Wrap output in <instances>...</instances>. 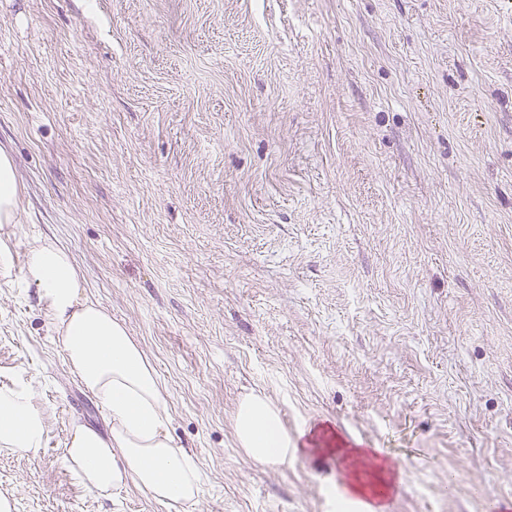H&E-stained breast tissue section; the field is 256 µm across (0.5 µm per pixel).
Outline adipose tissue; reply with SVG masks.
Returning <instances> with one entry per match:
<instances>
[{
  "mask_svg": "<svg viewBox=\"0 0 512 512\" xmlns=\"http://www.w3.org/2000/svg\"><path fill=\"white\" fill-rule=\"evenodd\" d=\"M22 210V185L9 152L0 149V225L15 224ZM25 279L36 288L48 325L72 372L102 407L107 433L73 423L65 466L102 497L135 484L157 503H186L197 493L199 462L176 447L161 381L140 345L97 301L84 296L72 255L55 242L31 248ZM235 437L259 465H282L298 451L279 409L264 394L244 397L236 410ZM46 427L28 384L0 388V447L27 454L45 446ZM347 476L336 494V512H384L395 480L365 449L343 436L325 448Z\"/></svg>",
  "mask_w": 512,
  "mask_h": 512,
  "instance_id": "1",
  "label": "adipose tissue"
}]
</instances>
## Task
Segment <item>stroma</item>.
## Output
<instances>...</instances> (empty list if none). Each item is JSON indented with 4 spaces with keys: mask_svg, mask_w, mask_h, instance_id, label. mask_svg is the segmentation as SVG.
Here are the masks:
<instances>
[{
    "mask_svg": "<svg viewBox=\"0 0 512 512\" xmlns=\"http://www.w3.org/2000/svg\"><path fill=\"white\" fill-rule=\"evenodd\" d=\"M0 388L47 445L0 447L13 512H333L331 428L396 461L387 512H512V0H0ZM55 241L164 384L195 501L62 462L103 411L27 253ZM301 451L261 466L238 403ZM22 185L9 152L0 149V225L17 224L22 210ZM234 430L246 457L259 465H283L299 450L297 440L283 428L280 410L261 393L240 401Z\"/></svg>",
    "mask_w": 512,
    "mask_h": 512,
    "instance_id": "35a3bbf8",
    "label": "stroma"
}]
</instances>
